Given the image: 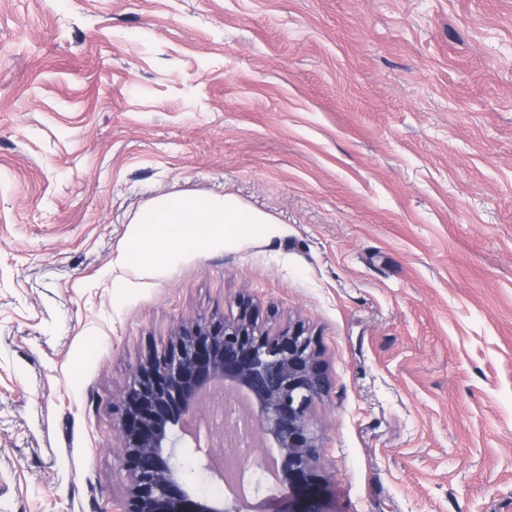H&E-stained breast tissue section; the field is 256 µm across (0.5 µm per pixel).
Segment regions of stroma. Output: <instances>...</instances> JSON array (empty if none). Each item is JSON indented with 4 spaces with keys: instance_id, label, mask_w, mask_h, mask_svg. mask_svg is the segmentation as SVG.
I'll list each match as a JSON object with an SVG mask.
<instances>
[{
    "instance_id": "stroma-1",
    "label": "stroma",
    "mask_w": 512,
    "mask_h": 512,
    "mask_svg": "<svg viewBox=\"0 0 512 512\" xmlns=\"http://www.w3.org/2000/svg\"><path fill=\"white\" fill-rule=\"evenodd\" d=\"M180 192L281 232L141 265ZM242 296L330 512H512V0H0V512L122 500L132 368Z\"/></svg>"
}]
</instances>
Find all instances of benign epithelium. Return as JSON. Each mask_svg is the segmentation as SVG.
Here are the masks:
<instances>
[{
	"label": "benign epithelium",
	"mask_w": 512,
	"mask_h": 512,
	"mask_svg": "<svg viewBox=\"0 0 512 512\" xmlns=\"http://www.w3.org/2000/svg\"><path fill=\"white\" fill-rule=\"evenodd\" d=\"M232 318L199 319L182 326L164 348L148 353L130 374L118 404L125 500L114 512H246L245 490L265 495L273 512H329L328 477L318 466L319 434L310 410L330 379L313 336L299 327L276 332L258 324L252 303L241 298ZM216 389L242 392L264 444L255 467H243L240 494L220 504L195 495L180 462L199 454L198 469L220 480L223 437L202 451L189 431L200 401Z\"/></svg>",
	"instance_id": "benign-epithelium-1"
}]
</instances>
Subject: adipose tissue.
Segmentation results:
<instances>
[{"label":"adipose tissue","mask_w":512,"mask_h":512,"mask_svg":"<svg viewBox=\"0 0 512 512\" xmlns=\"http://www.w3.org/2000/svg\"><path fill=\"white\" fill-rule=\"evenodd\" d=\"M278 233L272 216L245 208L231 194L163 195L142 209L130 227V239L148 266L157 262L163 246L200 252L217 244L265 241Z\"/></svg>","instance_id":"ef3b65f1"}]
</instances>
